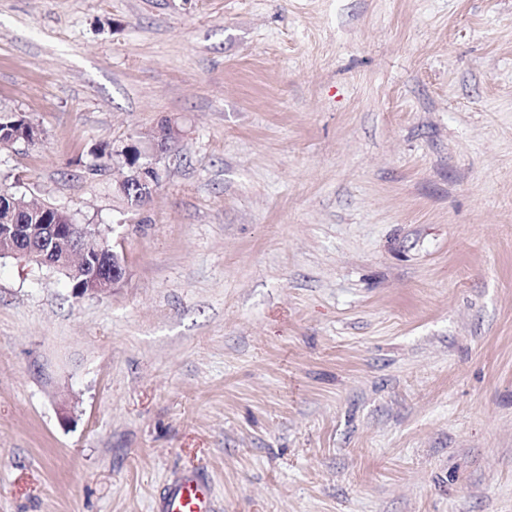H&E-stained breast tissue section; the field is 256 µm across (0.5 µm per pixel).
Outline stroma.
<instances>
[{
  "mask_svg": "<svg viewBox=\"0 0 512 512\" xmlns=\"http://www.w3.org/2000/svg\"><path fill=\"white\" fill-rule=\"evenodd\" d=\"M0 109L125 266L0 258V512H512V0H0ZM171 131L167 132H161L160 130H156L153 132V134L148 139L150 141V149H145L140 145V150L142 152V159H143V167L145 169H150L156 172L158 177H160V173L156 167V160L157 157L164 153L167 150L168 146V140L170 138ZM142 159L139 157V150L136 148V146H133L131 148H128L127 154H126V163L128 165H125L124 163L120 164L122 167L126 166L128 169L127 175H124L121 180H119L116 183V191L122 195L125 196V190L127 188V185L129 182H131V179H135L137 174L134 172L135 168H139L142 164ZM145 179L147 183H142L139 180L135 179L133 182V185L129 189V198L128 202L130 205H139L143 200L148 197L151 192L152 188L158 184V179L155 177H151L150 174L145 173ZM159 511L215 512L210 481L199 469L173 480L160 499Z\"/></svg>",
  "mask_w": 512,
  "mask_h": 512,
  "instance_id": "1",
  "label": "stroma"
}]
</instances>
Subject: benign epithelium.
Segmentation results:
<instances>
[{
	"label": "benign epithelium",
	"mask_w": 512,
	"mask_h": 512,
	"mask_svg": "<svg viewBox=\"0 0 512 512\" xmlns=\"http://www.w3.org/2000/svg\"><path fill=\"white\" fill-rule=\"evenodd\" d=\"M171 132L156 130L150 136V148L141 149L143 167L157 170V157L167 150ZM15 214L10 196L0 197V255L22 257L41 266L61 268L82 278L85 286L79 289V296L103 294L125 276V268L118 261V254L112 253V264L102 263L104 250L101 249L99 231L86 225L66 223L67 215L59 210L51 224L41 225L43 236L34 237L18 225L9 223Z\"/></svg>",
	"instance_id": "obj_1"
}]
</instances>
